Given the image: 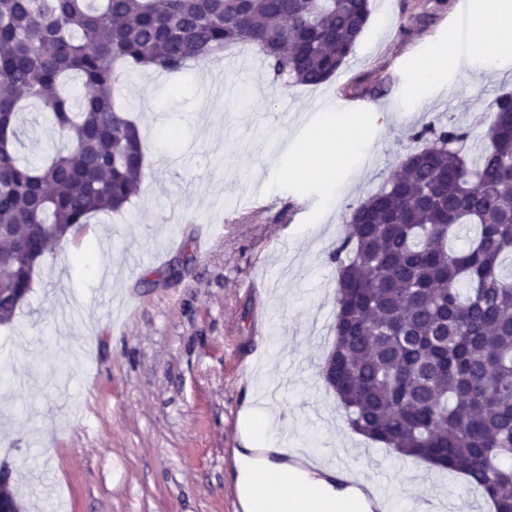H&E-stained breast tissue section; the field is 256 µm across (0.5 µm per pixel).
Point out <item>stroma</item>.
<instances>
[{"label": "stroma", "mask_w": 512, "mask_h": 512, "mask_svg": "<svg viewBox=\"0 0 512 512\" xmlns=\"http://www.w3.org/2000/svg\"><path fill=\"white\" fill-rule=\"evenodd\" d=\"M475 3L370 0L354 53L317 87L274 82L250 45L177 74L124 73L116 102L142 132L141 192L45 254L0 325V464L22 512H234L235 455L264 400L287 447L387 473L390 512H411L438 482L490 512L459 476L353 433L319 378L349 207L420 147L427 123L461 127L476 155L488 103L512 92V55L490 70L442 63ZM424 61L439 63V85L419 101ZM206 75L227 87L220 109L205 104ZM328 101L339 127L363 123L368 155L337 158L335 197L285 152L310 144ZM256 186L271 202L259 215L247 209ZM186 249L193 263L168 276Z\"/></svg>", "instance_id": "35a3bbf8"}]
</instances>
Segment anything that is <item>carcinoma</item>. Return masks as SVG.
<instances>
[{
  "label": "carcinoma",
  "instance_id": "carcinoma-1",
  "mask_svg": "<svg viewBox=\"0 0 512 512\" xmlns=\"http://www.w3.org/2000/svg\"><path fill=\"white\" fill-rule=\"evenodd\" d=\"M369 17V0H0V323L49 247L139 189L141 131L114 101L125 71L177 73L247 43L274 78L319 86ZM25 103L62 140L41 164L17 157ZM487 111L478 161L460 127L429 123L417 137L435 145L351 208L330 388L355 433L512 512V94Z\"/></svg>",
  "mask_w": 512,
  "mask_h": 512
}]
</instances>
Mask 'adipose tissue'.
I'll return each instance as SVG.
<instances>
[{
  "label": "adipose tissue",
  "instance_id": "adipose-tissue-1",
  "mask_svg": "<svg viewBox=\"0 0 512 512\" xmlns=\"http://www.w3.org/2000/svg\"><path fill=\"white\" fill-rule=\"evenodd\" d=\"M472 26L469 63L492 67L500 54L512 50V0H480ZM361 130L358 122L343 130L329 122L320 124L315 144L297 155L298 172L334 178L333 158L362 156ZM270 440L264 419H256L245 436L246 451L238 456L237 484L247 512H345L350 500L332 483L276 461L250 457V450L266 446Z\"/></svg>",
  "mask_w": 512,
  "mask_h": 512
}]
</instances>
